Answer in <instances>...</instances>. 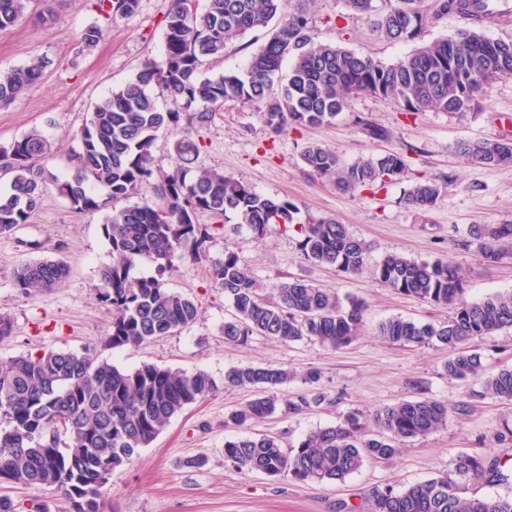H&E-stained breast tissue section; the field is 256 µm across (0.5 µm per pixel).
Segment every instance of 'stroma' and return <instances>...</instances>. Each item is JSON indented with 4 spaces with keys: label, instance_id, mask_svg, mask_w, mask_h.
<instances>
[{
    "label": "stroma",
    "instance_id": "stroma-1",
    "mask_svg": "<svg viewBox=\"0 0 512 512\" xmlns=\"http://www.w3.org/2000/svg\"><path fill=\"white\" fill-rule=\"evenodd\" d=\"M92 4L35 0L13 27L0 32L1 71L33 62L43 65L37 84L0 105V148L40 130L53 147L48 167L59 176L70 167L69 157L77 148L74 136L89 121L93 106L131 80L144 63L164 59L169 0H139L134 13H116L107 21ZM311 14L316 42L338 43L387 64L404 59L417 44L380 37L345 0H314ZM95 23L102 24L104 36L96 48L84 50L78 34ZM268 36V29L261 28L234 40L223 58L204 66V74L215 77L242 70ZM262 109L259 102L229 101L204 127L184 122L178 130L160 131L154 150L156 175L171 172L174 142L188 135L199 144L197 166L224 170L261 194L293 202L298 221L336 218L369 245L371 261L399 252L418 261L452 263L464 273L466 296L472 301L512 290V256L490 265L467 242L470 225L512 223V166L482 165L454 151L462 140L512 132V78L493 83L479 109L462 116L435 111L407 116L387 101L358 95L330 123L273 134L260 119ZM365 118L386 128L388 138H370L361 125ZM313 143L335 151L346 164L404 153L408 176L381 189L339 191L332 179L304 170L301 154ZM421 178L444 186L435 206L425 211L405 201L412 181ZM111 212L108 205L77 211L50 188L30 223L0 235V311L14 322L13 335L0 341V362L48 350L78 351L107 335L112 314L98 301L95 288L102 266L111 260L103 228ZM194 221L207 232L206 257L199 262L177 260L169 285L199 300V318L179 333L137 349L109 350L105 356L124 369L153 363L202 370L217 389L186 407L150 447L113 472L106 490L112 512H343L344 506L360 504L373 489L399 490L448 472L461 452L512 458V446L493 440L512 411L491 398L458 411L467 386L446 375V348L395 345L377 332L379 323L391 317L440 322L446 310L396 293L369 272L349 275L307 261L291 226L271 224L258 237L231 212L217 217L200 211ZM228 245L245 259L248 274L265 291L299 279L363 301L358 338L336 350L309 339L282 342L259 335L241 344L225 342L224 323L234 309L231 300L212 287L208 269L211 262L223 259ZM54 257L71 267L61 285L32 294L15 287L12 273L21 260ZM469 346L480 353L486 373L512 367V329L475 338ZM241 365L294 371L291 381L276 388L279 398L316 389L327 400L299 413L279 409L248 426H237L232 412L256 395L250 388L225 386V371ZM311 371L319 375L313 385L305 381ZM419 395L450 405L446 425L404 443L390 459L366 462L342 483L269 477L238 468L224 457V442L231 438L266 434L287 447L311 431L338 423L348 412L369 419L383 407ZM195 457L204 458V465L189 466Z\"/></svg>",
    "mask_w": 512,
    "mask_h": 512
}]
</instances>
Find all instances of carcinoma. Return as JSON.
I'll return each mask as SVG.
<instances>
[{
    "instance_id": "carcinoma-1",
    "label": "carcinoma",
    "mask_w": 512,
    "mask_h": 512,
    "mask_svg": "<svg viewBox=\"0 0 512 512\" xmlns=\"http://www.w3.org/2000/svg\"><path fill=\"white\" fill-rule=\"evenodd\" d=\"M138 2L95 0V6L108 19L114 11L134 13ZM281 2L207 0L200 11L195 0H170L164 16L163 63L144 64L132 80L95 104L88 123L76 134L78 150L68 175L60 178L46 168L51 145L36 130L0 149V168L10 182L9 191L0 194V235L30 223L50 185L73 209L83 212L101 208V190L113 201L139 195L154 178L157 133L181 120L180 113L157 106L155 88L188 108L196 106L190 124L198 127L207 125L227 101L261 102L264 124L278 133L287 126H321L339 115L350 97L360 94L386 100L406 115H463L475 109L488 85L512 78V38L494 39L483 33L487 20L497 15L488 9L487 0H440L433 12L425 0H388L382 14L375 12L373 0H347L376 32L397 42L418 38L448 13L470 17L453 36L424 43L394 65L340 44L315 42L310 26L313 0H297L294 11L285 15ZM29 8L30 0H0V31L14 26ZM275 18L269 39L244 71L202 76L206 62L224 57L227 42L266 27ZM102 37V27L95 24L81 32L79 41L91 50ZM287 58L292 64L283 77L281 66ZM42 75L39 63L0 72V105L23 95ZM173 151V169L156 185L166 204L159 207L143 198L113 210L105 219L112 261L100 270L97 295L112 311V328L101 347L18 356L0 364L1 485L57 492L70 504V512H107L103 488L112 472L149 447L174 416L215 391L214 380L204 371L188 373L149 363L125 370L104 359L101 350L137 348L198 319V300L168 286L175 258L205 257V235L194 224L196 211L216 216L232 212L260 234L269 224L293 223L297 207L261 195L220 170H192L199 145L189 135L177 139ZM455 152L488 166H512V134L459 141ZM301 160L307 170L334 178L336 189L343 192L398 181L407 169L400 152L345 165L321 145L308 146ZM440 193L437 183L417 181L405 200L427 210ZM298 234L300 251L308 261L348 274L367 269L385 287L448 310V318L438 323L388 318L379 324L378 335L392 344L438 343L448 348V377L478 384L458 410L464 412L488 397L512 405V368L486 377L481 355L463 349L476 337L512 328V291L470 301L458 267L443 261L419 262L396 252L370 266L367 243L334 218H311L298 226ZM468 235L489 264L512 256V224H473ZM143 258L155 263V274L135 278L132 271ZM209 272L212 286L233 303V318L224 322L226 343H243L257 334L285 342L314 339L338 349L358 335L365 311L360 300L344 303L304 280L284 282L276 286L275 297L267 298L248 275L244 260L228 246L224 259L212 263ZM69 273L60 258L23 260L13 280L16 288L30 294L56 287ZM290 377L280 368L230 367L224 373L225 385L258 391L232 419L243 426L273 414L278 399L268 391ZM325 401L323 392L311 391L284 406L295 413ZM449 412L437 400L406 399L376 413L375 433L367 430L359 414L350 412L343 421L312 431L287 449L268 435L227 440L224 458L269 477L341 482L366 461L388 459L404 442L435 432L446 424ZM470 482L511 484L512 467L478 452L461 453L443 475L401 490H372L368 512H512V492L468 496Z\"/></svg>"
}]
</instances>
